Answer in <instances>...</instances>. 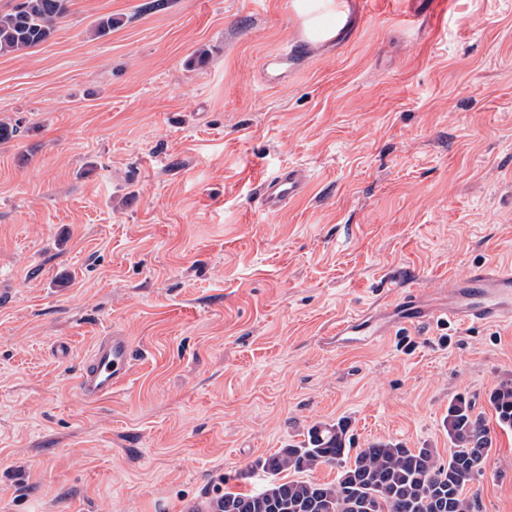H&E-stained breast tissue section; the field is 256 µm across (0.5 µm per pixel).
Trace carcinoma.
I'll list each match as a JSON object with an SVG mask.
<instances>
[{"label": "carcinoma", "mask_w": 512, "mask_h": 512, "mask_svg": "<svg viewBox=\"0 0 512 512\" xmlns=\"http://www.w3.org/2000/svg\"><path fill=\"white\" fill-rule=\"evenodd\" d=\"M69 0H21L13 11L0 13V54L46 42L56 23L68 12ZM496 423L512 431V382L489 394ZM451 447L448 460L435 448H407L376 441L350 455L348 422L317 423L304 439L248 469L268 477L263 487L248 493L226 491L211 498L210 512H474L476 497L467 496L484 471L493 442L481 414L463 396L448 403L443 420ZM339 467L334 483L290 480L288 473Z\"/></svg>", "instance_id": "carcinoma-1"}]
</instances>
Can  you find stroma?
Masks as SVG:
<instances>
[{
    "instance_id": "1",
    "label": "stroma",
    "mask_w": 512,
    "mask_h": 512,
    "mask_svg": "<svg viewBox=\"0 0 512 512\" xmlns=\"http://www.w3.org/2000/svg\"><path fill=\"white\" fill-rule=\"evenodd\" d=\"M70 0L0 55V512H189L347 419L354 447L447 454L457 395L491 426L471 492L512 512V326L326 345L412 283L512 265V0H367L310 41L295 0ZM118 24L99 37L101 18ZM307 194L252 206L260 177ZM121 331L127 382L75 378ZM307 177L301 169L283 167L274 175L264 177L255 187L253 203L263 210H278L289 201L302 196ZM496 423L503 431H512V382H505L495 387L489 394Z\"/></svg>"
}]
</instances>
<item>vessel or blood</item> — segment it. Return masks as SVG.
Returning <instances> with one entry per match:
<instances>
[{
    "label": "vessel or blood",
    "mask_w": 512,
    "mask_h": 512,
    "mask_svg": "<svg viewBox=\"0 0 512 512\" xmlns=\"http://www.w3.org/2000/svg\"><path fill=\"white\" fill-rule=\"evenodd\" d=\"M306 188L304 171L284 167L259 181L253 202L263 210H278L302 196ZM419 298V290L403 289L398 296L346 318L336 328L337 346L372 341L391 334L399 325L443 319L512 325V265L489 264L449 277L448 297L443 303L423 306ZM130 366L129 336L116 331L98 337L78 379L80 394L90 402L110 395L128 379Z\"/></svg>",
    "instance_id": "obj_1"
}]
</instances>
